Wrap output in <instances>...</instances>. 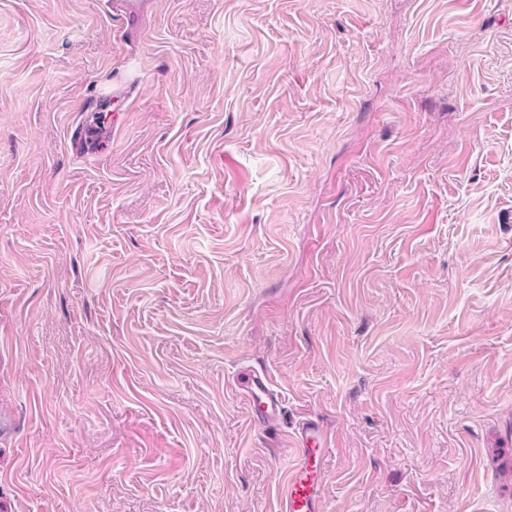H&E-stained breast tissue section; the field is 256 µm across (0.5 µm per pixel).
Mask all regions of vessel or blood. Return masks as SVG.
Segmentation results:
<instances>
[{
	"instance_id": "b4317fda",
	"label": "vessel or blood",
	"mask_w": 512,
	"mask_h": 512,
	"mask_svg": "<svg viewBox=\"0 0 512 512\" xmlns=\"http://www.w3.org/2000/svg\"><path fill=\"white\" fill-rule=\"evenodd\" d=\"M114 21L131 25L138 20L143 0H107ZM235 389L247 403L255 423L268 430L282 423L286 408L266 372L253 371L236 379ZM299 455L288 474L283 489L280 512H321L322 445L326 439L322 427L314 419H305L296 427Z\"/></svg>"
}]
</instances>
